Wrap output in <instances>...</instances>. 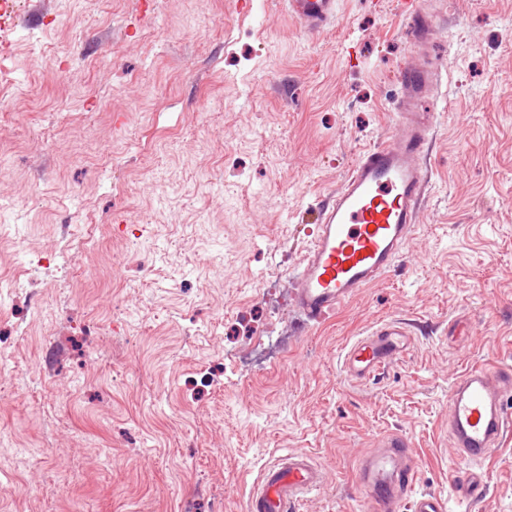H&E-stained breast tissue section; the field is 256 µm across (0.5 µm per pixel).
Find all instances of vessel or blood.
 <instances>
[{"label": "vessel or blood", "instance_id": "1", "mask_svg": "<svg viewBox=\"0 0 512 512\" xmlns=\"http://www.w3.org/2000/svg\"><path fill=\"white\" fill-rule=\"evenodd\" d=\"M289 11L309 31L336 21V0H288ZM411 45L426 49L438 36L433 16L414 0L406 18ZM440 76L438 63L404 69L401 95L388 142L364 149L342 184L321 201L318 232L297 270L295 305L316 322L390 273L418 222L431 180L427 164L434 115L424 109ZM410 329L400 322L374 326L344 356L346 375L364 382L384 374L406 350ZM448 433L467 464L455 483L461 495L482 499L486 484L473 471L512 433V368L477 362L453 384L448 397ZM378 452L365 457L358 470L366 512H447L439 494H412L417 478L412 444L400 433L385 435ZM322 473L304 454L279 457L264 471L248 500V512H292L303 496L318 490Z\"/></svg>", "mask_w": 512, "mask_h": 512}]
</instances>
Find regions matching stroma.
<instances>
[{"mask_svg": "<svg viewBox=\"0 0 512 512\" xmlns=\"http://www.w3.org/2000/svg\"><path fill=\"white\" fill-rule=\"evenodd\" d=\"M398 2L337 0L317 33L286 0H24L0 22V512H245L296 452L323 476L297 512H362L358 464L393 431L448 512H512V436L467 502L448 434L457 377L512 366V0H429L424 54ZM428 56L414 232L305 323L311 213ZM390 321L407 352L350 381L346 351Z\"/></svg>", "mask_w": 512, "mask_h": 512, "instance_id": "35a3bbf8", "label": "stroma"}]
</instances>
